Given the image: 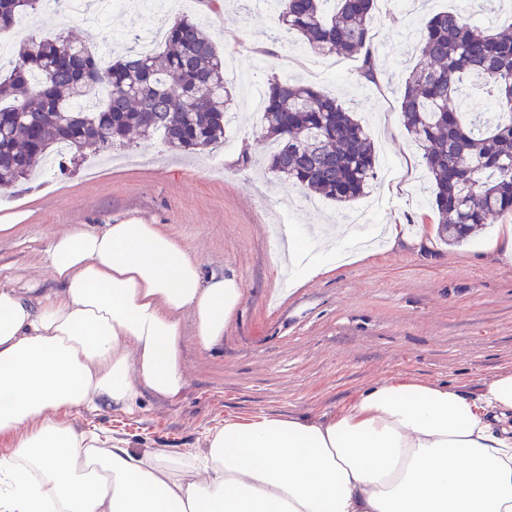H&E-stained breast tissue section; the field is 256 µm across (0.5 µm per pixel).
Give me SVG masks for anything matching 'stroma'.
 <instances>
[{
  "label": "stroma",
  "instance_id": "stroma-1",
  "mask_svg": "<svg viewBox=\"0 0 512 512\" xmlns=\"http://www.w3.org/2000/svg\"><path fill=\"white\" fill-rule=\"evenodd\" d=\"M97 0L82 11L39 7L0 33V63L9 64L21 36H81L103 58L121 53L125 37L153 26L150 13L113 11L91 25ZM453 10L484 25L512 23V12L483 0H420L398 7L378 0L370 49L390 81L361 79L358 55L313 54L301 44L269 47V15L245 21L235 0L213 10L181 0L171 17L203 24L225 60L247 71L226 77L233 102L223 156L170 151L160 139H137L110 154L77 160L69 174L42 168L12 190L0 222L16 225L0 237V285L52 288L45 262L51 240L76 227L102 228L128 220L157 224L201 261L205 273L236 275L243 300L209 348L193 318L182 319L186 385L174 400L143 393L133 412H85L77 427L96 426L129 447L183 459L206 449L210 430L229 418L258 415L316 418L349 406L369 384L406 378L448 382L477 393L482 383L512 371V253L502 240L512 216L496 218L466 242L437 236L428 205L431 178L399 112L398 86L415 63L429 15ZM274 76L309 84L350 103L364 120L377 153V178L352 208L320 200L266 169L262 109L250 87ZM351 225L341 239L338 230ZM401 227L391 242L384 227ZM307 250L300 263L287 251L289 231ZM336 250L335 269L301 278V263Z\"/></svg>",
  "mask_w": 512,
  "mask_h": 512
}]
</instances>
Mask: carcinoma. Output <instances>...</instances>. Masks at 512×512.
<instances>
[{"label": "carcinoma", "instance_id": "cac0c4a2", "mask_svg": "<svg viewBox=\"0 0 512 512\" xmlns=\"http://www.w3.org/2000/svg\"><path fill=\"white\" fill-rule=\"evenodd\" d=\"M43 0H0V30ZM278 26L264 37H298L326 55L363 54L361 78L383 75L367 48L376 0H276ZM495 103L493 120L466 123L459 84ZM105 85L94 109L78 103ZM232 93L224 56L203 27L181 17L166 24L163 48L132 44L104 61L70 36H31L11 68H0V185L20 187L47 159L65 174L71 150L109 151L131 135L159 137L173 150L224 143ZM403 126L432 177L430 206L439 235L455 244L494 218L512 214V26L497 30L453 11L433 14L421 30L417 60L400 90ZM274 149L268 170L347 206L368 194L377 176L373 142L362 121L333 97L288 78H273L264 97V134Z\"/></svg>", "mask_w": 512, "mask_h": 512}]
</instances>
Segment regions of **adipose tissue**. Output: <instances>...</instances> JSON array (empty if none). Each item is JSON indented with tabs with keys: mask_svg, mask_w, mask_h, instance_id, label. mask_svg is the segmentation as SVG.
Returning <instances> with one entry per match:
<instances>
[{
	"mask_svg": "<svg viewBox=\"0 0 512 512\" xmlns=\"http://www.w3.org/2000/svg\"><path fill=\"white\" fill-rule=\"evenodd\" d=\"M55 284L0 285V512H512V371L478 395L377 381L342 410L225 420L196 462L73 425L184 386L182 316L205 346L242 298L156 224L55 237Z\"/></svg>",
	"mask_w": 512,
	"mask_h": 512,
	"instance_id": "obj_1",
	"label": "adipose tissue"
}]
</instances>
